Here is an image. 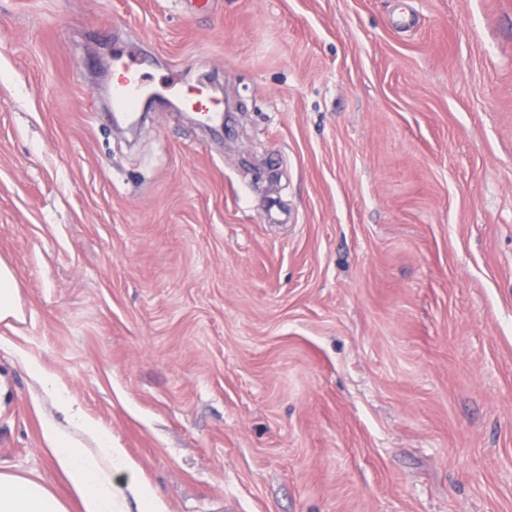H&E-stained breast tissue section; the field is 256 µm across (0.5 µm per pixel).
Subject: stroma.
Returning <instances> with one entry per match:
<instances>
[{
  "mask_svg": "<svg viewBox=\"0 0 512 512\" xmlns=\"http://www.w3.org/2000/svg\"><path fill=\"white\" fill-rule=\"evenodd\" d=\"M133 34L228 134L118 132ZM0 261V467L67 512L41 372L167 512H512V0H0ZM20 320L16 301V285L12 270L0 262V321Z\"/></svg>",
  "mask_w": 512,
  "mask_h": 512,
  "instance_id": "1",
  "label": "stroma"
}]
</instances>
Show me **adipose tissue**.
<instances>
[{
  "mask_svg": "<svg viewBox=\"0 0 512 512\" xmlns=\"http://www.w3.org/2000/svg\"><path fill=\"white\" fill-rule=\"evenodd\" d=\"M69 429L44 426L43 437L54 467L69 480L79 496L81 512H129L136 501L138 512H167L163 501L138 477L124 449L113 447L108 433L69 411ZM129 475L125 488L112 482V474ZM0 512H66L65 507L40 481L0 469Z\"/></svg>",
  "mask_w": 512,
  "mask_h": 512,
  "instance_id": "obj_1",
  "label": "adipose tissue"
}]
</instances>
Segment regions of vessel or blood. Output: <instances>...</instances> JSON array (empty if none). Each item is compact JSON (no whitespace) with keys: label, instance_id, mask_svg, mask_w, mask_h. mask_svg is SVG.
<instances>
[{"label":"vessel or blood","instance_id":"b4317fda","mask_svg":"<svg viewBox=\"0 0 512 512\" xmlns=\"http://www.w3.org/2000/svg\"><path fill=\"white\" fill-rule=\"evenodd\" d=\"M152 60L144 49H137L114 58L112 66V104L117 119L133 118L142 93L146 87L145 70ZM168 89L179 93L187 109L195 112L198 121L206 126L223 124L224 113L217 103L204 94L203 90L191 86L184 87L180 80H172Z\"/></svg>","mask_w":512,"mask_h":512}]
</instances>
